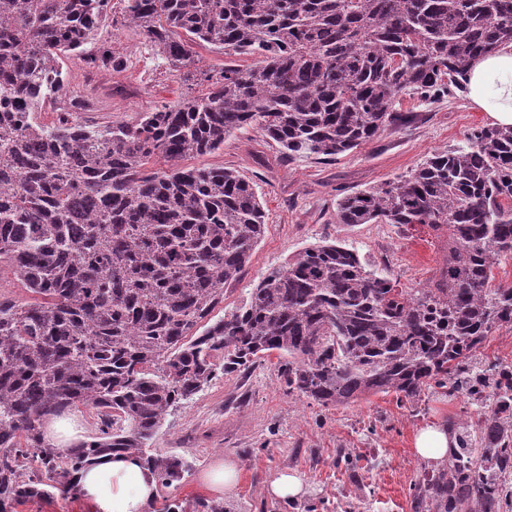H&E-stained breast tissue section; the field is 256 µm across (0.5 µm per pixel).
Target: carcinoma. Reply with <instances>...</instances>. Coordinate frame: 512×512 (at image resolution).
Masks as SVG:
<instances>
[{
	"instance_id": "obj_1",
	"label": "carcinoma",
	"mask_w": 512,
	"mask_h": 512,
	"mask_svg": "<svg viewBox=\"0 0 512 512\" xmlns=\"http://www.w3.org/2000/svg\"><path fill=\"white\" fill-rule=\"evenodd\" d=\"M109 2L0 0V267L33 294L0 296V512L77 493L76 474L107 454L137 456L163 486L183 479L187 462L153 447L166 417L273 351L288 393L325 407L492 385L491 410L448 418L457 447L423 468L410 508L512 512V368H470L492 329L512 326V285L488 287L512 253V127H477L409 175L336 201L342 224L448 228L433 285L401 288L323 243L217 320L264 212L239 172L180 166L252 125L290 159L359 148L401 119L397 96L435 101L512 42V0H123V21L170 60L193 65L183 32L257 62L206 73V96L133 123L85 126L74 98L41 124L61 57L123 69L111 47H88ZM77 405L95 410L98 432L62 458L44 425Z\"/></svg>"
}]
</instances>
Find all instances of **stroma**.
Wrapping results in <instances>:
<instances>
[{"instance_id":"stroma-1","label":"stroma","mask_w":512,"mask_h":512,"mask_svg":"<svg viewBox=\"0 0 512 512\" xmlns=\"http://www.w3.org/2000/svg\"><path fill=\"white\" fill-rule=\"evenodd\" d=\"M94 44H111L126 62L120 72L87 69L74 55L63 57L64 87L48 100L38 117L58 121L66 101L89 100L79 122L103 127L135 121L140 113L206 93L200 72L233 65L248 69L251 56H227L209 45L189 48L199 71L162 56L130 25L104 23ZM398 111L409 120L385 128L360 148L335 160H288L257 129L236 130L223 149L185 159L188 167H224L253 182L266 214V231L238 277L224 287V300L214 310L222 318L241 306L260 278L307 246L324 241L354 249L379 274L403 288H421L436 281L448 249L447 230L425 225L349 226L336 218V199L414 171L432 154L460 146L472 128L489 125L486 113L471 107L465 92L426 105L400 95ZM465 395L424 391L415 403H399L395 394L371 395L346 407H324L303 395L289 393L278 355L257 360L248 369L218 375L191 401L167 416L154 445L185 458L189 474L161 488L148 512H166L169 504L215 501L198 479L215 456L238 461L239 484L224 498V512H410V487L418 481L421 462L411 448L414 434L442 425L479 408ZM300 474L305 488L293 501L269 499L268 479L282 470Z\"/></svg>"}]
</instances>
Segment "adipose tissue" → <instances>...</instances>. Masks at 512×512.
<instances>
[{
    "label": "adipose tissue",
    "mask_w": 512,
    "mask_h": 512,
    "mask_svg": "<svg viewBox=\"0 0 512 512\" xmlns=\"http://www.w3.org/2000/svg\"><path fill=\"white\" fill-rule=\"evenodd\" d=\"M466 88L469 102L493 125L512 126V43L474 59ZM77 483L92 512H146L159 489L154 473L130 454L98 459L78 473Z\"/></svg>",
    "instance_id": "obj_1"
}]
</instances>
